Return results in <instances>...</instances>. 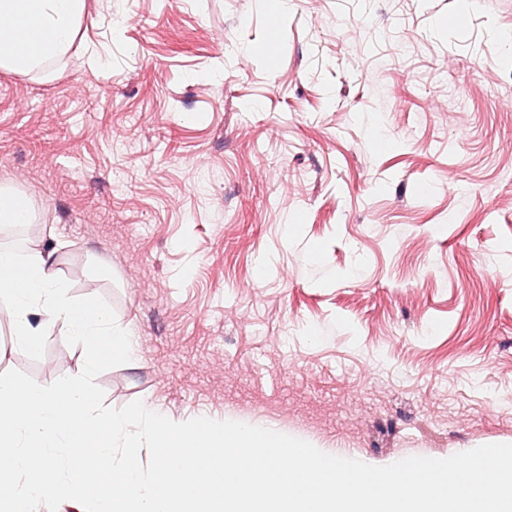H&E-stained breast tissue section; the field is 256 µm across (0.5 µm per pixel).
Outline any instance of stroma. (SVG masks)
<instances>
[{"instance_id":"obj_1","label":"stroma","mask_w":512,"mask_h":512,"mask_svg":"<svg viewBox=\"0 0 512 512\" xmlns=\"http://www.w3.org/2000/svg\"><path fill=\"white\" fill-rule=\"evenodd\" d=\"M511 39L512 0H87L62 59L0 70L23 250L140 337L106 404L375 465L512 443ZM83 367L0 321V373Z\"/></svg>"}]
</instances>
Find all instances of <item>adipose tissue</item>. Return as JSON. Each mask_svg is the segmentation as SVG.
<instances>
[{"label":"adipose tissue","instance_id":"obj_1","mask_svg":"<svg viewBox=\"0 0 512 512\" xmlns=\"http://www.w3.org/2000/svg\"><path fill=\"white\" fill-rule=\"evenodd\" d=\"M86 0H0V70L24 76L74 45Z\"/></svg>","mask_w":512,"mask_h":512}]
</instances>
